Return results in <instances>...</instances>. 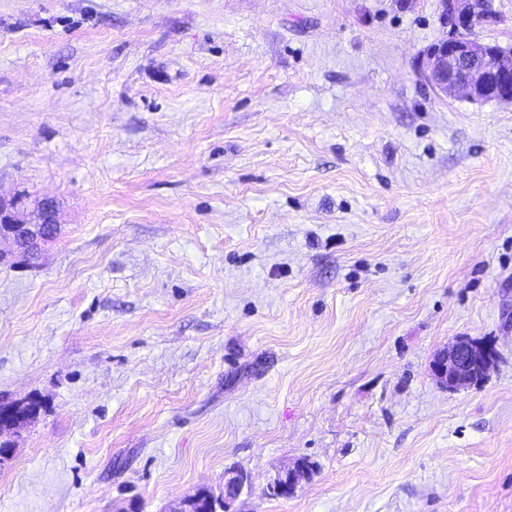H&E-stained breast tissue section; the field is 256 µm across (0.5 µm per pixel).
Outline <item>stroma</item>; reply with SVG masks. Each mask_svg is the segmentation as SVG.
I'll return each mask as SVG.
<instances>
[{"mask_svg": "<svg viewBox=\"0 0 512 512\" xmlns=\"http://www.w3.org/2000/svg\"><path fill=\"white\" fill-rule=\"evenodd\" d=\"M438 0H0V512H512V105L418 69ZM493 344L479 386L434 355ZM318 466L287 499L270 476ZM58 209L50 198L29 201L20 191L5 196L0 193V245L8 242L10 248H0V264L13 257L27 261L31 251L53 239L58 231ZM498 358L495 346L459 336L433 357L430 371L443 389H468L488 378ZM24 403H5L0 402V464L9 460L14 448L8 440H2L5 435L17 433L22 426L13 425L12 418L15 413L14 407L20 408ZM232 476L224 480V492L218 497L206 490H198L195 494L183 499L171 512H195L192 504L194 497L199 494H206L211 497V510L213 512H235L232 505L238 498L240 492H237L236 486H243L247 481V476L241 472H232Z\"/></svg>", "mask_w": 512, "mask_h": 512, "instance_id": "stroma-1", "label": "stroma"}]
</instances>
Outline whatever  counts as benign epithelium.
<instances>
[{
  "mask_svg": "<svg viewBox=\"0 0 512 512\" xmlns=\"http://www.w3.org/2000/svg\"><path fill=\"white\" fill-rule=\"evenodd\" d=\"M438 15L446 34L421 55L420 75L425 83L444 98L512 104V51L479 37L480 30L497 19L492 0H439ZM57 231L54 200L30 201L18 191L8 196L0 193V244H10L9 249H0V264L16 256L28 260L31 251L53 239ZM498 358L495 346L459 336L433 357L430 371L443 389H468L488 378ZM20 407V403L0 402V464L12 456L13 447L3 436L21 429L12 424ZM305 473L306 463L294 460L269 479L266 494L293 496ZM246 482L241 472L225 479L222 495L211 496L212 512H234L232 505L239 496L236 486Z\"/></svg>",
  "mask_w": 512,
  "mask_h": 512,
  "instance_id": "1",
  "label": "benign epithelium"
}]
</instances>
